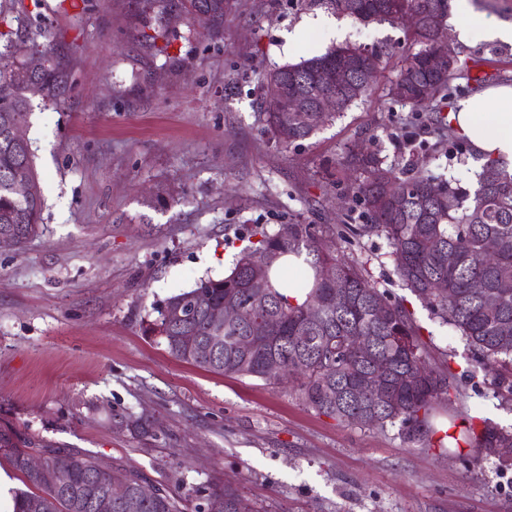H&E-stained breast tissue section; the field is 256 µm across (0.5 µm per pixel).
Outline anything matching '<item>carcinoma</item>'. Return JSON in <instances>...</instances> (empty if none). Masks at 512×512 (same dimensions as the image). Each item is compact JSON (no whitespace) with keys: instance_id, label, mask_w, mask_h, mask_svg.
I'll list each match as a JSON object with an SVG mask.
<instances>
[{"instance_id":"carcinoma-1","label":"carcinoma","mask_w":512,"mask_h":512,"mask_svg":"<svg viewBox=\"0 0 512 512\" xmlns=\"http://www.w3.org/2000/svg\"><path fill=\"white\" fill-rule=\"evenodd\" d=\"M215 28L224 22V0H204ZM336 10L353 20L396 24L395 15L413 10L427 19L448 22V0H330ZM438 32L429 24L408 35L414 51L401 61L388 85L391 99L417 110L429 108L419 120L435 126L439 141L447 140L443 108L457 93L472 89L469 70L448 69L444 63L430 65ZM366 48L345 43L295 64H287L266 76L263 85L266 132L283 150L312 137L355 102L367 97L383 64L382 52L372 53L369 73L345 74L336 82V111L324 116L316 111L324 89L322 75L345 56L359 57ZM276 79L280 94L269 96V80ZM456 79L466 86L452 85ZM62 73L52 62L29 73L26 61L0 52V234L15 239L17 247L36 236L44 204L33 155L16 142L10 130L28 125L31 97H55ZM429 93L422 104L417 98ZM306 112L294 116L288 103ZM28 175L33 191L19 197L12 186L15 175ZM336 172H349L348 196L364 209L367 224H348L336 232L343 242L369 235L385 237L390 258L402 286L422 300L442 323L458 332L478 352V368L491 376V384L506 401H512V289L499 285L512 282V174L493 161L480 165L477 182L470 190L443 182L449 197L427 191L435 178L398 162L387 164L376 150L349 152L336 158ZM453 205H448V198ZM256 240L238 254L234 266L219 278L198 280L187 291L170 296L158 310L149 332L161 336L175 359L222 375L252 376L272 380L266 362L275 358L304 404L340 423L383 429L400 425L410 441H423L431 432L436 406L453 388L447 361H430L420 328L410 311L391 301L374 286L361 268L346 262L337 248L319 238L312 225L288 222L270 234L256 228ZM305 255L313 272L307 275L282 271L284 282L309 287L297 302L271 284V271L285 255ZM265 264L261 278L253 267ZM326 266L336 270L335 281L322 277ZM342 284L348 300H336V284ZM229 303L247 304L258 313L276 319L278 331L259 344L244 347L240 338L249 335L243 319L214 326V312ZM192 309L189 319L172 316L178 308ZM382 309L385 317L376 311ZM197 338L188 348L182 337ZM363 338L367 345L356 347ZM387 365L383 397L369 395L362 382L375 365ZM442 439L450 448H476L498 456L512 453V428H505L479 415H465L450 422ZM45 455L51 475L28 466L31 452ZM18 474L24 488L13 497V512H95L98 496L112 493V512H130L141 475L116 467L108 475L85 454L56 448L33 437H24L13 427L0 426V461ZM119 491H111V482ZM135 512H181L176 496L159 487L156 494L138 501ZM201 512H255L254 507L231 484H212Z\"/></svg>"}]
</instances>
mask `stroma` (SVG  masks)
Here are the masks:
<instances>
[{"mask_svg":"<svg viewBox=\"0 0 512 512\" xmlns=\"http://www.w3.org/2000/svg\"><path fill=\"white\" fill-rule=\"evenodd\" d=\"M384 52L368 98L280 149L264 133V75L338 39ZM410 46L328 0H224V23L143 0H0V51L50 50L66 82L34 97L25 136L45 207L23 250H0V425L105 468L136 469L196 512L229 482L259 512H512V456L448 452L398 427L341 424L291 383L222 376L174 359L147 326L168 297L231 267L244 238L295 220L339 228L340 154L368 144L470 183L475 159L433 135L386 86ZM488 85H512V45L460 44ZM348 262L404 302L432 357L456 375L433 419L479 413L512 425L473 352L403 288L385 237L340 243ZM148 419L156 437L120 424Z\"/></svg>","mask_w":512,"mask_h":512,"instance_id":"1","label":"stroma"}]
</instances>
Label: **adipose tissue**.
Here are the masks:
<instances>
[{
  "label": "adipose tissue",
  "mask_w": 512,
  "mask_h": 512,
  "mask_svg": "<svg viewBox=\"0 0 512 512\" xmlns=\"http://www.w3.org/2000/svg\"><path fill=\"white\" fill-rule=\"evenodd\" d=\"M461 21L454 32L459 41H468L473 31L485 39L512 44V21H486L470 13L467 0H457ZM458 136L483 161H493L512 172V86L488 88L460 100L451 114Z\"/></svg>",
  "instance_id": "ef3b65f1"
}]
</instances>
